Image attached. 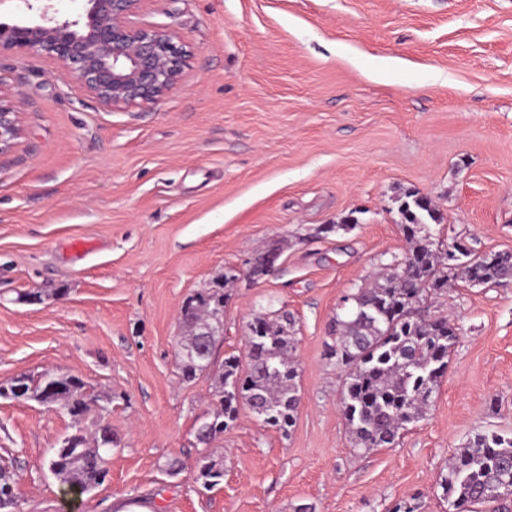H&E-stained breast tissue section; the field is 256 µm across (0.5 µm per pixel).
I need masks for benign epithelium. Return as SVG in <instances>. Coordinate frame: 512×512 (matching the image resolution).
<instances>
[{
  "mask_svg": "<svg viewBox=\"0 0 512 512\" xmlns=\"http://www.w3.org/2000/svg\"><path fill=\"white\" fill-rule=\"evenodd\" d=\"M85 2L83 12L66 15L14 0L17 17L0 20V56L42 55L112 108L155 102L178 86L189 55L181 33L141 19V0ZM22 135L16 95L0 86V154Z\"/></svg>",
  "mask_w": 512,
  "mask_h": 512,
  "instance_id": "benign-epithelium-1",
  "label": "benign epithelium"
}]
</instances>
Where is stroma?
Masks as SVG:
<instances>
[{
    "instance_id": "obj_1",
    "label": "stroma",
    "mask_w": 512,
    "mask_h": 512,
    "mask_svg": "<svg viewBox=\"0 0 512 512\" xmlns=\"http://www.w3.org/2000/svg\"><path fill=\"white\" fill-rule=\"evenodd\" d=\"M190 42L156 103L103 108L38 55L0 59L23 136L0 155V384L85 383L87 412L0 397L19 512H448L438 485L475 431L512 437V281L456 278L424 308L458 329L433 405L394 448H353L344 369L326 354L342 299L407 251L398 205L431 198L436 242L512 252V0H144ZM355 215L353 227L324 225ZM274 274L252 278L270 245ZM234 269L236 278L225 282ZM223 284L216 357L254 315L295 321L289 435L249 410L208 446L213 377L182 378L179 312ZM117 440L76 503L47 469L76 427ZM224 479L203 489L201 457ZM180 461L181 470L168 469Z\"/></svg>"
}]
</instances>
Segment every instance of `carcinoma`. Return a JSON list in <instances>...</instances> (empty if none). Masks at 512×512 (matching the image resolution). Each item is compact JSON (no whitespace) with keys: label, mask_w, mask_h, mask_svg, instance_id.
Here are the masks:
<instances>
[{"label":"carcinoma","mask_w":512,"mask_h":512,"mask_svg":"<svg viewBox=\"0 0 512 512\" xmlns=\"http://www.w3.org/2000/svg\"><path fill=\"white\" fill-rule=\"evenodd\" d=\"M408 249L404 260L370 288L344 297V317H336L334 344L328 355L346 367L339 399L353 447L369 453L398 443L402 432L428 414L433 395L448 368V354L457 341L446 317L420 310L428 296L463 275L471 284L495 285L512 278V253H463L451 259L435 248L428 222L441 215L430 199L409 193L399 206ZM182 319L187 336L180 360L182 378L214 371L220 408L202 420L195 432L198 443L215 438L213 429L235 422L242 406L263 423L287 434L299 408L295 361V319L280 311L257 316L247 324L246 355L230 354L216 363L218 335H206L224 315V287L205 288L186 301ZM84 382L72 375L26 377L0 385V396L33 399L43 405L61 404L72 415L87 410ZM71 447L57 448L49 470L65 484L86 493L102 484L108 470L103 453L117 444L110 426L98 425L93 440L77 429L68 437ZM224 466L203 458L198 479L206 489L220 484ZM442 497L456 512L495 504L498 512L512 501V437L477 432L457 449L439 483Z\"/></svg>","instance_id":"cac0c4a2"}]
</instances>
